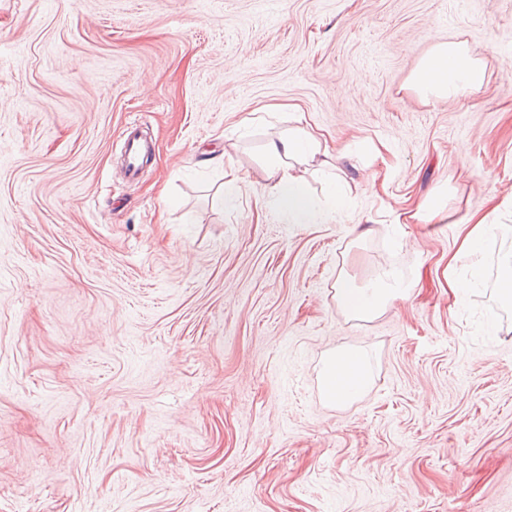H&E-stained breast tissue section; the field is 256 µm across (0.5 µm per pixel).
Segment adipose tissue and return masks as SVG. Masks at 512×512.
<instances>
[{
	"mask_svg": "<svg viewBox=\"0 0 512 512\" xmlns=\"http://www.w3.org/2000/svg\"><path fill=\"white\" fill-rule=\"evenodd\" d=\"M417 90L439 99H449L464 92L480 91L485 83L483 68L457 44L436 45L412 74ZM268 194L274 197L281 212L292 224H327L335 220L345 206L348 182L328 147L310 132L298 128L271 140L267 160L262 168ZM324 178L325 196L316 198L307 189L308 178ZM470 228L459 250L472 263L466 278L449 277L451 294L475 287L482 280L483 242L489 229L485 217L471 214ZM412 285L395 269L382 273L374 282L361 285L342 275L336 280L335 297L347 316L370 320L383 313L397 300L408 298ZM324 399L344 406L360 398L372 381L370 356L364 349L347 346L330 351L318 374Z\"/></svg>",
	"mask_w": 512,
	"mask_h": 512,
	"instance_id": "adipose-tissue-1",
	"label": "adipose tissue"
}]
</instances>
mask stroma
Here are the masks:
<instances>
[{
    "label": "stroma",
    "mask_w": 512,
    "mask_h": 512,
    "mask_svg": "<svg viewBox=\"0 0 512 512\" xmlns=\"http://www.w3.org/2000/svg\"><path fill=\"white\" fill-rule=\"evenodd\" d=\"M452 41L487 83L420 95ZM291 126L349 156L337 223L255 206ZM474 212L512 227V0H0V512H512V240L448 294ZM391 268L409 298L347 319L339 273ZM135 121L123 133V149L128 175L135 178L143 164L150 145L138 134ZM151 148V147H150ZM498 292L501 299L512 302V249L504 251L498 257ZM318 378L323 397L328 403L336 406L352 403L371 384L369 353L354 346L332 350L324 358Z\"/></svg>",
    "instance_id": "1"
}]
</instances>
